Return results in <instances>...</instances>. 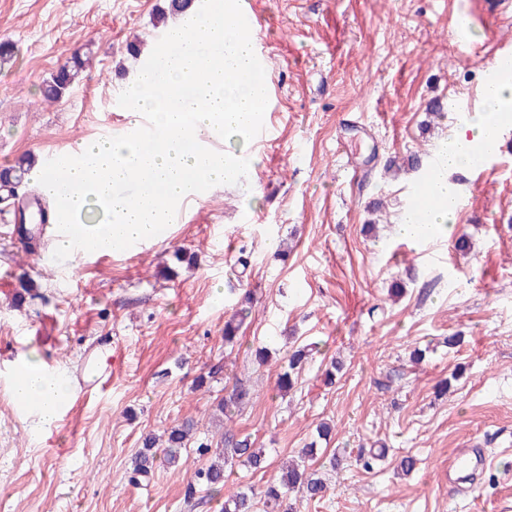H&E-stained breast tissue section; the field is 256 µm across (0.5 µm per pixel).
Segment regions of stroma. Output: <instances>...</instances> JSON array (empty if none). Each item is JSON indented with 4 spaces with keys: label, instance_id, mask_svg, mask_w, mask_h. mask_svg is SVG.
<instances>
[{
    "label": "stroma",
    "instance_id": "obj_1",
    "mask_svg": "<svg viewBox=\"0 0 512 512\" xmlns=\"http://www.w3.org/2000/svg\"><path fill=\"white\" fill-rule=\"evenodd\" d=\"M460 3L245 0L264 20L271 136L217 142L248 158L246 179L193 196L187 219L157 241L58 263L48 231L26 229L20 203L0 202V512H220L206 490L186 493L204 461L195 443L182 466L158 463L149 486L129 481L142 436L187 418L202 437L250 436L270 477L316 446L330 493L298 499L297 512H512V125L483 177L449 173L462 199L450 234L400 236L419 174L385 171L435 154L458 116L479 107L497 45L512 47V27L483 5L473 8L479 50L462 46ZM162 4L0 0V42L13 46L0 60V169L128 130L118 97L139 67L127 46L155 45ZM78 51L89 66L59 102H42L44 82ZM434 99L457 109L434 117ZM462 235L465 255L454 248ZM22 274L39 295L16 308ZM247 292L249 314L225 348L224 323ZM297 346L310 356L284 394L277 376ZM23 354L85 380L50 427L33 429L12 395ZM334 357L344 370L328 385ZM237 379L253 402L214 419ZM472 446L492 464L455 489L448 462ZM381 447L386 458L364 469L363 454ZM407 455L417 465L405 475Z\"/></svg>",
    "mask_w": 512,
    "mask_h": 512
}]
</instances>
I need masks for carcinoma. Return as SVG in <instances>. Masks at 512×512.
Segmentation results:
<instances>
[{
  "mask_svg": "<svg viewBox=\"0 0 512 512\" xmlns=\"http://www.w3.org/2000/svg\"><path fill=\"white\" fill-rule=\"evenodd\" d=\"M194 7V0H165V5L159 10L160 20L169 16L179 15ZM89 64L87 54L75 53L63 66L51 74L41 91L42 100L54 103L62 99L68 92L79 73ZM37 163L33 155L19 158L15 164L0 171V187L15 188V180L28 176L31 168ZM247 309L237 311L240 319L232 318L224 323V345L232 346L236 342L237 334L246 317ZM307 359L306 352L295 349L288 353V370L279 374L278 387L292 389L303 364ZM252 399V393L242 382L234 384L231 392L217 402V410L221 414L231 415L232 410L240 409ZM195 424L186 420L170 428L166 432L164 448L165 462L177 467L181 462V450L186 447V440L193 433ZM158 439L152 434L142 438V447L132 459L130 480L136 484L149 478L156 466V445ZM198 448L203 453L215 452L216 460L199 467L194 471L193 482L189 484L188 494H193L195 486H202L216 497L222 494L225 482V467L235 461L248 464L258 472L266 468V451L257 448L250 437L237 438L234 434H224V445L212 448L211 441H202ZM314 448L306 449L304 457L294 462L281 472L277 478L268 481L257 491L249 486L244 491L233 493L224 498L221 505L222 512H256L258 502H263L270 512H294L296 497L309 500L321 499L327 491V483L318 473L310 471L309 461L313 460Z\"/></svg>",
  "mask_w": 512,
  "mask_h": 512,
  "instance_id": "1",
  "label": "carcinoma"
}]
</instances>
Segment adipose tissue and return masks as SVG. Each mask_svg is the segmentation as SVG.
Segmentation results:
<instances>
[{
  "instance_id": "ef3b65f1",
  "label": "adipose tissue",
  "mask_w": 512,
  "mask_h": 512,
  "mask_svg": "<svg viewBox=\"0 0 512 512\" xmlns=\"http://www.w3.org/2000/svg\"><path fill=\"white\" fill-rule=\"evenodd\" d=\"M512 118V80L504 78L482 86V108L467 114L463 123L448 134L440 146L442 165L432 182L434 205L420 212L404 210L398 232L408 238L428 237L452 223L457 211V195L448 183L447 172L468 166L473 150L491 148L498 142L500 121ZM14 398L31 406L38 426L53 424L71 393V381L63 372H48L35 357H25L13 376Z\"/></svg>"
}]
</instances>
